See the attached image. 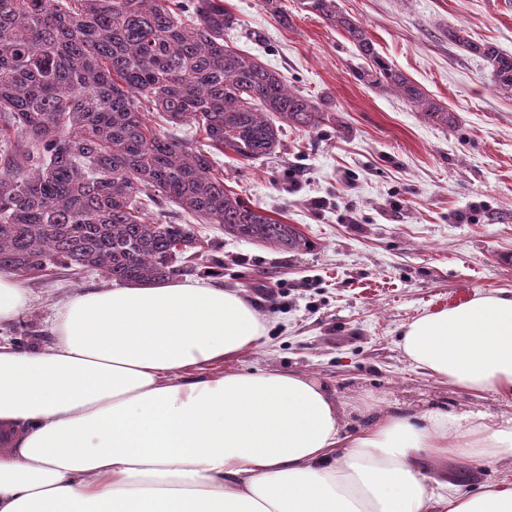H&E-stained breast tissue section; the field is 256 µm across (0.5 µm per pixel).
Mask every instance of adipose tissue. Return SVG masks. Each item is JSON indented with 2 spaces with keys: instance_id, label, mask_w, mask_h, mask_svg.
Listing matches in <instances>:
<instances>
[{
  "instance_id": "obj_1",
  "label": "adipose tissue",
  "mask_w": 512,
  "mask_h": 512,
  "mask_svg": "<svg viewBox=\"0 0 512 512\" xmlns=\"http://www.w3.org/2000/svg\"><path fill=\"white\" fill-rule=\"evenodd\" d=\"M265 326L198 280L88 290L43 349L0 344V512H512V483L446 492L422 458L512 460V416L387 414L348 433L318 381L224 361ZM418 368L512 396V294L403 328Z\"/></svg>"
}]
</instances>
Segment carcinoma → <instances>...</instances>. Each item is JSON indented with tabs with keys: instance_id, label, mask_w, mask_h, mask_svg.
Instances as JSON below:
<instances>
[{
	"instance_id": "cac0c4a2",
	"label": "carcinoma",
	"mask_w": 512,
	"mask_h": 512,
	"mask_svg": "<svg viewBox=\"0 0 512 512\" xmlns=\"http://www.w3.org/2000/svg\"><path fill=\"white\" fill-rule=\"evenodd\" d=\"M300 4L348 35L368 63L361 80L455 125L337 0ZM234 25L224 0H0V270L165 281L198 269L185 259L197 224L280 252L307 249L296 225L228 188L212 153L175 133L195 126L210 147L250 160L280 151L288 128L336 123L280 72L225 44ZM444 36L512 98V55L460 26ZM152 110L169 129L152 126ZM166 203L181 223L149 217Z\"/></svg>"
}]
</instances>
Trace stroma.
Masks as SVG:
<instances>
[{"mask_svg":"<svg viewBox=\"0 0 512 512\" xmlns=\"http://www.w3.org/2000/svg\"><path fill=\"white\" fill-rule=\"evenodd\" d=\"M378 53L452 109L442 128L394 93L359 78L355 46L299 0L279 22L261 0H226L237 19L224 40L320 101L336 123L290 131L273 158L214 153L236 192L297 225L306 251L283 253L198 225L197 279L243 292L265 325L257 348L232 366L319 379L355 433L381 412H486L512 416L494 392L437 381L404 355V325L423 313L500 291L512 293V98L493 89L482 59L442 37L450 26L512 54V0H337ZM221 267H214V260ZM29 306L0 326V344L51 345L66 296L113 282L96 272L24 276ZM463 493L503 479L512 464L480 458L424 462Z\"/></svg>","mask_w":512,"mask_h":512,"instance_id":"stroma-1","label":"stroma"}]
</instances>
